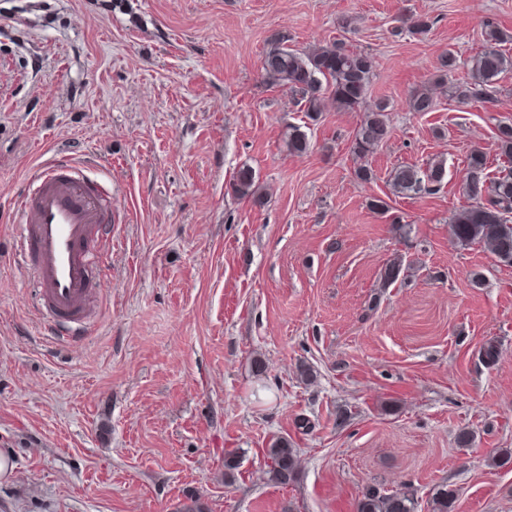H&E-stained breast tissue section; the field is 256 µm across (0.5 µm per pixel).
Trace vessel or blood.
<instances>
[{"label": "vessel or blood", "instance_id": "vessel-or-blood-1", "mask_svg": "<svg viewBox=\"0 0 512 512\" xmlns=\"http://www.w3.org/2000/svg\"><path fill=\"white\" fill-rule=\"evenodd\" d=\"M106 196L84 164L66 152L31 178L16 202L17 249L34 273L48 335L69 340L82 334L95 296L91 274L112 246L104 231Z\"/></svg>", "mask_w": 512, "mask_h": 512}]
</instances>
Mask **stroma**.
<instances>
[{
    "instance_id": "obj_1",
    "label": "stroma",
    "mask_w": 512,
    "mask_h": 512,
    "mask_svg": "<svg viewBox=\"0 0 512 512\" xmlns=\"http://www.w3.org/2000/svg\"><path fill=\"white\" fill-rule=\"evenodd\" d=\"M417 15L431 31L403 33ZM489 22L512 29V0H0V512H175L190 492L207 512H354L370 486L432 512L441 485L456 512H512V464H491L512 448V266L449 233L470 151L506 161L512 72L491 103L409 106L447 52L466 78ZM276 32L372 56L369 98L391 105L372 181L350 151L362 111L309 124L266 83ZM303 123L296 156L286 132ZM62 147L96 157L112 251L101 313L58 344L10 254L9 203ZM435 159L439 192L391 195L393 167ZM244 166L264 204L233 193ZM278 437L301 461L288 485L266 475Z\"/></svg>"
}]
</instances>
